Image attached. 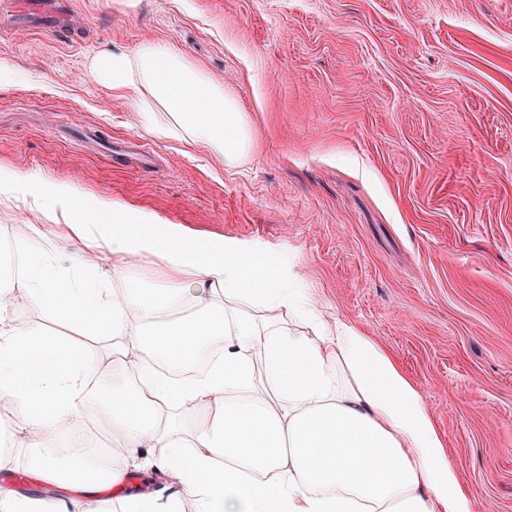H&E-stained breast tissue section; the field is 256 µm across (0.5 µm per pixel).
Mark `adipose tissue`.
Returning a JSON list of instances; mask_svg holds the SVG:
<instances>
[{
	"mask_svg": "<svg viewBox=\"0 0 512 512\" xmlns=\"http://www.w3.org/2000/svg\"><path fill=\"white\" fill-rule=\"evenodd\" d=\"M99 81L135 95L143 131L202 144L232 165L252 134L235 98L180 53L146 43L91 64ZM71 218L85 247L64 268L35 244L44 227L0 252V396L39 436L30 470L46 488L0 489V512H66L48 495L65 483L92 501L120 500L124 512H474L476 491L448 457L416 384L372 337L341 318L276 259L237 241L201 242L176 224L88 198L65 184L46 193ZM159 262L165 282L146 286L128 258ZM121 289L110 288V281ZM27 290L78 337L16 321L12 293ZM303 330H291L289 320ZM117 359L109 383L94 386L96 343ZM203 373L186 370L206 352ZM111 429V460L52 453L60 430L75 431L88 387ZM168 473L177 496L165 507L129 492L140 464Z\"/></svg>",
	"mask_w": 512,
	"mask_h": 512,
	"instance_id": "1",
	"label": "adipose tissue"
}]
</instances>
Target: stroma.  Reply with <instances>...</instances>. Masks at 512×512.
<instances>
[{
	"label": "stroma",
	"instance_id": "obj_1",
	"mask_svg": "<svg viewBox=\"0 0 512 512\" xmlns=\"http://www.w3.org/2000/svg\"><path fill=\"white\" fill-rule=\"evenodd\" d=\"M70 2L77 44L0 18V169L285 258L417 385L474 512H512V0ZM157 41L238 100L236 165L144 134L91 76ZM88 125L156 164L88 150ZM32 224L59 263L78 251L39 198H0V238Z\"/></svg>",
	"mask_w": 512,
	"mask_h": 512
}]
</instances>
